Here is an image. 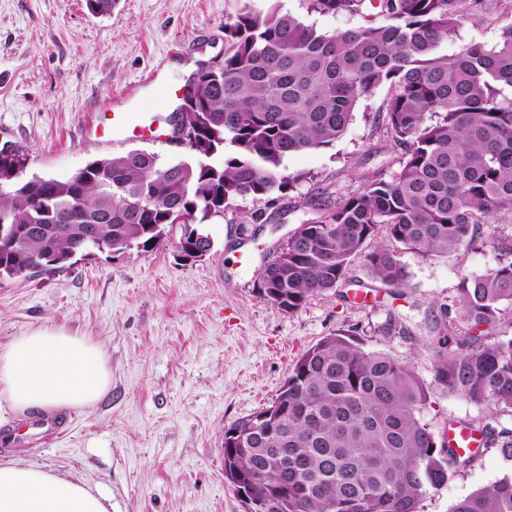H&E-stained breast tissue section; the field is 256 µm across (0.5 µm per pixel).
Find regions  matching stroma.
<instances>
[{
    "label": "stroma",
    "mask_w": 512,
    "mask_h": 512,
    "mask_svg": "<svg viewBox=\"0 0 512 512\" xmlns=\"http://www.w3.org/2000/svg\"><path fill=\"white\" fill-rule=\"evenodd\" d=\"M236 0H118L106 16L85 0H0V149L28 157V171L67 176L88 162L143 150L161 162L195 159L187 144L102 142L89 117L127 86L157 74L183 88L199 63L224 52V19ZM389 85L356 107L331 145L291 154L296 176L277 208L252 199L202 224L205 258L178 256L183 225L155 249L94 253L69 267L0 280V345L37 327L88 336L111 371L108 393L75 409L69 435L14 460L78 481L110 500V512H245L224 477L225 428L269 406L297 359L322 337L358 329L363 347L412 364L430 381L421 419L434 431L451 421L488 419L487 406L434 385L428 316L453 304L462 277L494 267V242L512 237V212L486 227L480 247L429 259L402 256L407 287L372 281L362 260L345 283L286 313L257 292L258 274L318 202H339L397 167L386 133ZM395 318L404 334L384 335ZM512 476V460L480 448L473 464L429 490L418 512H449L460 499Z\"/></svg>",
    "instance_id": "obj_1"
}]
</instances>
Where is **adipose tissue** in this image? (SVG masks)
Segmentation results:
<instances>
[{
	"label": "adipose tissue",
	"mask_w": 512,
	"mask_h": 512,
	"mask_svg": "<svg viewBox=\"0 0 512 512\" xmlns=\"http://www.w3.org/2000/svg\"><path fill=\"white\" fill-rule=\"evenodd\" d=\"M111 386L100 346L88 336L37 328L0 347V405L17 414L90 407ZM0 512H109L104 496L40 467L0 464Z\"/></svg>",
	"instance_id": "ef3b65f1"
}]
</instances>
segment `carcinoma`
Wrapping results in <instances>:
<instances>
[{"instance_id": "carcinoma-1", "label": "carcinoma", "mask_w": 512, "mask_h": 512, "mask_svg": "<svg viewBox=\"0 0 512 512\" xmlns=\"http://www.w3.org/2000/svg\"><path fill=\"white\" fill-rule=\"evenodd\" d=\"M307 13L360 14L366 0H306ZM379 21L334 34L285 11L237 0L225 17L224 55L202 63L179 111L194 131L196 162L163 164L143 150L99 158L65 178L27 173L28 158L0 155V279L63 268L78 255L148 249L166 226L211 250L196 228L249 197L273 207L297 178L284 158L340 138L357 104L387 83L398 167L308 220L259 272V294L286 313L346 280L363 259L371 278L400 288L413 251L446 257L482 239L481 225L512 212V23L489 42L450 54L462 21L512 0H379ZM166 179L155 183L153 172ZM71 232L59 234V215ZM99 224L95 237L84 228ZM388 242L370 245L379 229ZM496 267L463 277L458 314L436 321L434 383L512 412V338L488 341L512 305V239ZM429 386L414 368L365 351L357 329L325 336L292 367L272 404L224 430V476L244 489L246 512H418L429 489L477 457L455 452L420 418ZM512 459V427L448 422ZM450 512H512V478Z\"/></svg>"}]
</instances>
